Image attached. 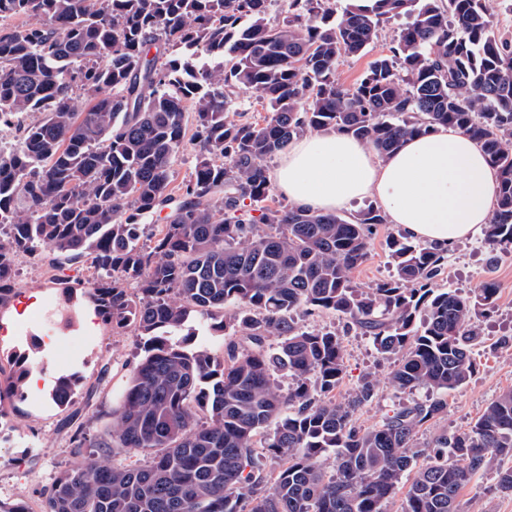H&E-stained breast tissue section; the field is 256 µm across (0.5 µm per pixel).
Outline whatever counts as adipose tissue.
<instances>
[{
	"label": "adipose tissue",
	"mask_w": 512,
	"mask_h": 512,
	"mask_svg": "<svg viewBox=\"0 0 512 512\" xmlns=\"http://www.w3.org/2000/svg\"><path fill=\"white\" fill-rule=\"evenodd\" d=\"M290 204L330 213L374 199L410 239L445 253L479 235L498 192L496 171L463 131L440 128L379 157L343 131L292 141L271 173Z\"/></svg>",
	"instance_id": "ef3b65f1"
}]
</instances>
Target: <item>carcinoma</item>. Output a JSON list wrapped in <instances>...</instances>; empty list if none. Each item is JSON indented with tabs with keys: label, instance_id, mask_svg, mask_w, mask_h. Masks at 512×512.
<instances>
[{
	"label": "carcinoma",
	"instance_id": "carcinoma-1",
	"mask_svg": "<svg viewBox=\"0 0 512 512\" xmlns=\"http://www.w3.org/2000/svg\"><path fill=\"white\" fill-rule=\"evenodd\" d=\"M271 2L0 0V125L20 131L0 144V307L15 258L48 250L53 267L86 262L96 273L61 288L69 321L88 299L144 350L107 434L79 428L72 445L78 456L124 448L147 460L85 458L44 490L41 512H385L403 488L401 512H460V490L492 456L512 455V389L467 431L417 439L473 374L475 317L494 307L495 284L473 297L428 287L444 257L399 233L387 242L394 277L355 287L385 217L371 206L352 222L271 206L267 167L309 131H345L383 157L458 128L499 178L485 243L511 251L512 41L495 30L489 0H346L339 11L334 0H282L279 22ZM21 15L40 22L5 25ZM400 17L389 53L357 83H339L337 58L366 53ZM249 90L259 118L240 109ZM78 93L89 101L81 112ZM190 123L195 163L176 196L172 165ZM246 205L258 219L242 218ZM164 208L158 236L140 242V220ZM228 304L234 315L210 325L227 336L224 355L194 345L191 322ZM316 310L401 355L396 389L432 396L355 425L374 384L344 403L328 398L343 350L336 330L297 321ZM28 357L0 365V420L5 400L25 397ZM279 373L292 380L286 392ZM78 381L55 377L49 399L70 405ZM95 449L93 458H98L102 461L114 462L115 464H123L128 466H137L144 463L145 457L143 455L128 454L123 448H100L99 453ZM113 451V452H112Z\"/></svg>",
	"mask_w": 512,
	"mask_h": 512
}]
</instances>
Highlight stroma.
<instances>
[{"label":"stroma","instance_id":"1","mask_svg":"<svg viewBox=\"0 0 512 512\" xmlns=\"http://www.w3.org/2000/svg\"><path fill=\"white\" fill-rule=\"evenodd\" d=\"M392 35L391 28H383L365 55L339 57V82L347 86L356 83L377 56L387 53ZM395 231L389 223L374 226L370 256L352 273L355 286L373 288L392 278L394 266L386 240ZM16 272L24 296L0 308V359L4 361L24 349L27 336L39 332L36 326L24 325L23 309L58 300L62 284L85 283L93 277L92 269L83 263L52 270L41 254L18 256ZM488 281L496 284L498 294L495 307L477 319L482 338L472 351L476 368L466 383L449 391L447 412L419 430L420 441H430L445 431L468 430L503 390L512 389V252L491 255L480 236L461 242L446 255L432 286L469 296ZM304 323L336 330L340 337L345 370L335 391L337 402H347L365 380L373 381V397L355 414L358 425L379 424L395 408L427 399L423 388L396 390L390 376L398 356L381 354L371 336L348 327L344 318L316 311L306 316ZM75 334L80 339L77 348L47 354L38 365L47 382L59 373L78 371L80 383L72 404L58 407L47 402L45 393L31 391L10 422L0 427V499H22L30 512H40L42 490L72 462L70 437L74 430L81 428L96 436L104 433L143 354L142 339L130 331L116 333L103 324L88 326L80 321ZM507 467H512L511 456L493 457L480 477L461 491V512H512V493L497 487V475Z\"/></svg>","mask_w":512,"mask_h":512}]
</instances>
